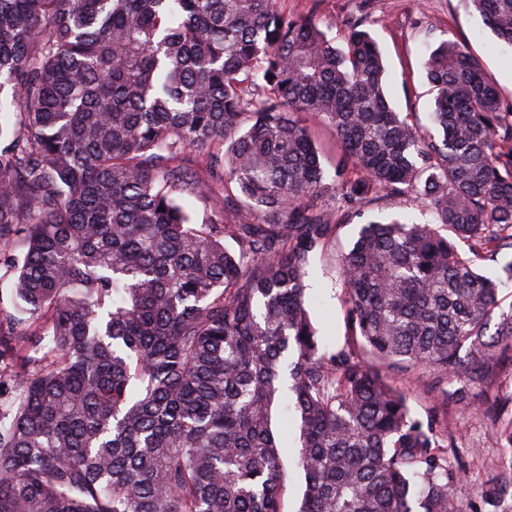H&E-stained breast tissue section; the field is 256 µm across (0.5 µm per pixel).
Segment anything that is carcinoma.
<instances>
[{
    "mask_svg": "<svg viewBox=\"0 0 512 512\" xmlns=\"http://www.w3.org/2000/svg\"><path fill=\"white\" fill-rule=\"evenodd\" d=\"M468 3L512 47V0ZM424 69L428 125L359 23L338 47L277 0H0V512H283L286 389L298 512H465L448 421L391 374L432 371L446 415L512 351V103L453 40ZM383 197L429 220L362 225L331 351L310 261ZM494 437L509 512L512 415ZM314 136L320 145L325 156V164L329 167L334 164L336 159V152L338 151L336 145V135L334 130L328 124L319 121H310ZM278 431L284 436L282 452L287 465V479L282 490L284 512H294L300 504L304 489V476L297 465L299 449L297 448L298 427L292 409L283 406L279 412Z\"/></svg>",
    "mask_w": 512,
    "mask_h": 512,
    "instance_id": "obj_1",
    "label": "carcinoma"
}]
</instances>
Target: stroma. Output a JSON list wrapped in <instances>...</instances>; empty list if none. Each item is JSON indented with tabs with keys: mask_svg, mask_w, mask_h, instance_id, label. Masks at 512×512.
Returning a JSON list of instances; mask_svg holds the SVG:
<instances>
[{
	"mask_svg": "<svg viewBox=\"0 0 512 512\" xmlns=\"http://www.w3.org/2000/svg\"><path fill=\"white\" fill-rule=\"evenodd\" d=\"M290 14L310 15L329 38L341 40L348 27L362 23L376 40L386 66V88L399 112L426 115L433 94L426 80L424 59L431 36L465 44L479 61L503 99L512 102V49L502 45L486 28L467 0H280ZM417 205L405 197L382 198L366 207L338 230L325 253L316 256L306 278L310 316L326 344L337 348L346 340V302L338 258L354 242L362 224L392 218L419 217ZM393 381L407 399L412 417L427 419L440 388L429 371L420 375L394 374ZM512 395V365L500 373L495 385L469 407L449 410L448 430L455 438L457 459L466 474L458 495L468 512H484L478 490L491 476L489 463L501 454L494 437L492 411L500 399ZM283 436L287 479L282 490L284 512H296L304 489L297 465V420L292 410H280L277 424Z\"/></svg>",
	"mask_w": 512,
	"mask_h": 512,
	"instance_id": "obj_1",
	"label": "stroma"
}]
</instances>
